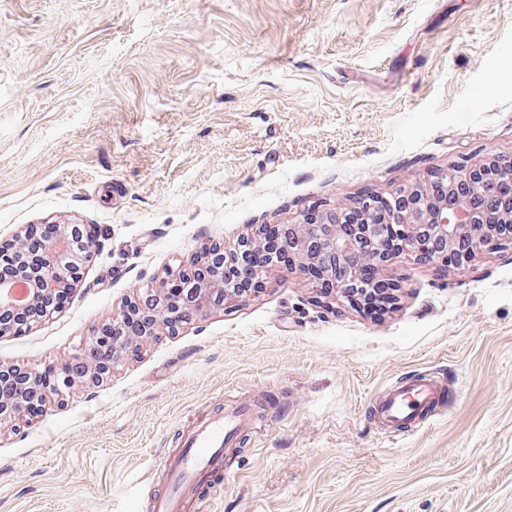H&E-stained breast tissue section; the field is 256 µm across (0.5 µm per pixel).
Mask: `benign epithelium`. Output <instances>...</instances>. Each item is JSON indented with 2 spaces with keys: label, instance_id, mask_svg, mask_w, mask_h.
<instances>
[{
  "label": "benign epithelium",
  "instance_id": "benign-epithelium-1",
  "mask_svg": "<svg viewBox=\"0 0 512 512\" xmlns=\"http://www.w3.org/2000/svg\"><path fill=\"white\" fill-rule=\"evenodd\" d=\"M436 178L447 183L446 195L440 198L431 194L423 182L397 190L393 199L399 205L383 210L381 199L372 195L360 197L354 208L362 215L361 224H345L343 211L329 210L312 211L294 224L282 225L292 267L305 275L311 268L320 269L333 277L336 287L350 298L357 289L367 287V269L377 271L391 259L378 240L383 224L397 227L405 247L443 265L463 264L478 249L499 240L503 227L512 229V196L501 193V187L512 183L511 159L467 171L442 172ZM463 183L469 185L466 196L457 193ZM96 240L97 230L92 227L87 233L86 248L81 250L63 224L36 256L27 252L24 235L15 241L12 250H0V261L15 263L16 280L29 287V300L24 304L0 295V313L21 306L33 312L45 295L75 289L78 270L91 260V245ZM197 270L191 277L178 278L182 293L177 307L170 306L166 279L153 291L148 305L130 302L113 314L108 321L112 332L102 335L92 328L73 360L60 365V381L51 387L44 386L33 372L0 364V378L13 383L9 398L0 400V426L29 419L31 405L46 404L76 382L103 379L107 375L103 358L109 355L115 364L125 354L139 349L156 334L161 323L168 322L172 310H179L185 322L200 319L234 295L224 286L223 268L212 258L200 259ZM135 311L143 321V331L136 336L117 337L115 330Z\"/></svg>",
  "mask_w": 512,
  "mask_h": 512
}]
</instances>
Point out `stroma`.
<instances>
[{
  "mask_svg": "<svg viewBox=\"0 0 512 512\" xmlns=\"http://www.w3.org/2000/svg\"><path fill=\"white\" fill-rule=\"evenodd\" d=\"M512 157V0H0V242L102 236L69 304L0 336L38 372L148 287L261 224ZM378 319L284 265L160 327L98 383L0 426V512H149L182 432L264 405L199 512H512V240L383 269ZM449 406L395 437L371 402ZM448 393L431 374L408 378L376 402L375 413L386 429L414 431L421 417L446 405Z\"/></svg>",
  "mask_w": 512,
  "mask_h": 512,
  "instance_id": "stroma-1",
  "label": "stroma"
}]
</instances>
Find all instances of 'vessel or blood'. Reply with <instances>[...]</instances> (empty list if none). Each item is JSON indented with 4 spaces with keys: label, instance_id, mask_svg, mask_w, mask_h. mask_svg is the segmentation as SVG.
Returning a JSON list of instances; mask_svg holds the SVG:
<instances>
[{
    "label": "vessel or blood",
    "instance_id": "obj_1",
    "mask_svg": "<svg viewBox=\"0 0 512 512\" xmlns=\"http://www.w3.org/2000/svg\"><path fill=\"white\" fill-rule=\"evenodd\" d=\"M448 394L434 376L408 378L392 387L375 405L385 428L413 431L424 414L445 406ZM253 427L251 406L237 404L206 416L187 428L175 453L159 465L165 489L150 501L151 512H195L202 490L224 469V455Z\"/></svg>",
    "mask_w": 512,
    "mask_h": 512
}]
</instances>
